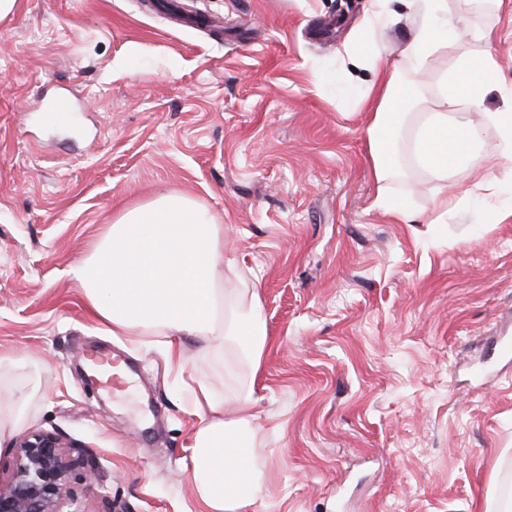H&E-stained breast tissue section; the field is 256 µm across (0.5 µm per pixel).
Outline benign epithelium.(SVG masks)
<instances>
[{"mask_svg":"<svg viewBox=\"0 0 512 512\" xmlns=\"http://www.w3.org/2000/svg\"><path fill=\"white\" fill-rule=\"evenodd\" d=\"M85 481L95 470L76 447L56 432L27 434L16 440L12 468L0 474V512H64L77 503L70 478Z\"/></svg>","mask_w":512,"mask_h":512,"instance_id":"obj_1","label":"benign epithelium"}]
</instances>
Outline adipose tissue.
Here are the masks:
<instances>
[{
  "label": "adipose tissue",
  "mask_w": 512,
  "mask_h": 512,
  "mask_svg": "<svg viewBox=\"0 0 512 512\" xmlns=\"http://www.w3.org/2000/svg\"><path fill=\"white\" fill-rule=\"evenodd\" d=\"M415 22L400 61L382 57L377 34L396 23L388 0H371L370 14L352 52L374 79L358 95L371 108L367 129L376 195L372 206L406 220L409 195L395 193L393 181L423 172L439 195L471 194L458 174L482 166L512 176V102L499 112H478L499 81L492 56L441 59L460 34L484 39L466 10L449 11L448 0H408ZM438 68L436 112H413L424 77ZM494 129L485 148L477 133ZM225 225L206 205L179 192H165L125 209L110 224L92 253L69 273L84 291L91 312L107 320L116 336H162L196 343L213 360L235 365L245 379L224 400L205 380L191 387L198 425L188 449L190 478L205 512H250L261 499L266 474L254 462L257 444L252 412L255 381L267 342L260 284L224 260Z\"/></svg>",
  "instance_id": "1"
}]
</instances>
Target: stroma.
I'll return each instance as SVG.
<instances>
[{
  "mask_svg": "<svg viewBox=\"0 0 512 512\" xmlns=\"http://www.w3.org/2000/svg\"><path fill=\"white\" fill-rule=\"evenodd\" d=\"M370 0H185L223 33L147 0H17L0 20V399L26 395V432H59L96 467L81 512H202L185 383L232 384L196 344L168 357L88 313L71 265L121 208L176 190L227 225L224 256L260 283L268 341L255 451L270 478L257 512H496L512 498V365L474 375L512 336V178L443 208L431 182L407 221L372 209V79L348 46ZM512 92V14L478 12ZM74 110L57 124L56 94ZM134 368L116 398L86 383L91 353Z\"/></svg>",
  "mask_w": 512,
  "mask_h": 512,
  "instance_id": "obj_1",
  "label": "stroma"
}]
</instances>
